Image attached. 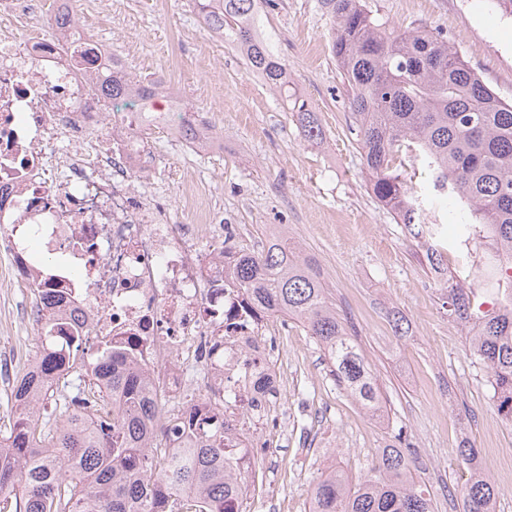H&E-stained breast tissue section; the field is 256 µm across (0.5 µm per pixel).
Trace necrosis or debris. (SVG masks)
<instances>
[{"label":"necrosis or debris","instance_id":"1","mask_svg":"<svg viewBox=\"0 0 512 512\" xmlns=\"http://www.w3.org/2000/svg\"><path fill=\"white\" fill-rule=\"evenodd\" d=\"M81 0H0V254L39 304L20 315L41 329L54 314V347L73 374L100 371L120 352L154 380L189 426L162 428L172 445L203 440L223 417L235 461L254 460L270 425L267 390L282 382L265 316L231 278L224 219L198 201L175 224L145 188L156 158L144 126L196 154L224 140L213 113L116 112L94 91L112 67L109 45L88 37ZM47 256H29L30 242Z\"/></svg>","mask_w":512,"mask_h":512}]
</instances>
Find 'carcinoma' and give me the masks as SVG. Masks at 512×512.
<instances>
[{"mask_svg": "<svg viewBox=\"0 0 512 512\" xmlns=\"http://www.w3.org/2000/svg\"><path fill=\"white\" fill-rule=\"evenodd\" d=\"M334 20L331 51L341 69L355 135L370 188L397 223L433 236L435 209L393 169L404 148L423 158L434 190L465 205L475 223L469 234L487 239L491 261L482 285L500 290L498 275L512 278V104L480 79L448 40L437 33L391 28L362 0H321ZM205 26L232 38L246 65L265 85L291 100L305 138L322 135L307 102L288 90V65L269 47L258 22L259 0H194ZM112 108L138 105L160 112L158 85L136 82L124 70L100 81ZM232 277L255 307L272 317L303 323L324 350L331 372L366 411L381 396L376 379L347 333L320 273L281 232L259 251L240 252ZM478 289L448 285V316L474 323L468 349L488 373L497 412L512 423V288L494 310L474 316ZM63 360L48 347L41 374ZM28 376L11 391L9 427L0 429V512H240L249 473L228 470L233 449L224 446V424L207 440L171 448L146 443L147 423L162 414L135 368L112 369V394L127 408L107 411L106 392L81 380L64 403ZM98 413L94 427L80 411ZM458 457L470 478L458 489L463 512H495L498 491L478 466L477 450L464 441ZM309 512H435L416 480L409 454L389 445L357 484L332 471L311 489Z\"/></svg>", "mask_w": 512, "mask_h": 512, "instance_id": "carcinoma-1", "label": "carcinoma"}]
</instances>
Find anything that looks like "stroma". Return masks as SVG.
Instances as JSON below:
<instances>
[{
    "instance_id": "1",
    "label": "stroma",
    "mask_w": 512,
    "mask_h": 512,
    "mask_svg": "<svg viewBox=\"0 0 512 512\" xmlns=\"http://www.w3.org/2000/svg\"><path fill=\"white\" fill-rule=\"evenodd\" d=\"M84 23L112 44L126 71L163 79L184 102L216 116L224 153L196 157L178 150L159 128L147 137L159 156V202L174 223L190 221L178 189L192 181L224 202L234 246L257 250L269 229L284 231L320 267L336 312L377 376L383 409L362 411L330 372L325 356L298 321L270 319L280 338L286 390L273 397L287 430L263 436L251 512H308L313 483L331 469L350 480L366 473L397 433L435 512H463L454 489L469 477L457 456L462 440L480 451L499 494L495 512H512V424L499 416L486 370L473 363L468 330L444 307L450 272L477 277L489 247L468 243L471 215L444 199L450 218L427 247L376 202L350 122L342 75L330 51L331 16L319 0H276L262 11L265 32L288 63V78L315 113L322 136L307 140L298 115L250 72L231 40L209 36L192 0H82ZM392 26L443 33L482 81L512 103V16L495 0H364ZM0 272V359L13 368L36 357L42 341L12 322L9 310L32 302L30 288L4 287ZM402 317L405 336L393 334Z\"/></svg>"
}]
</instances>
